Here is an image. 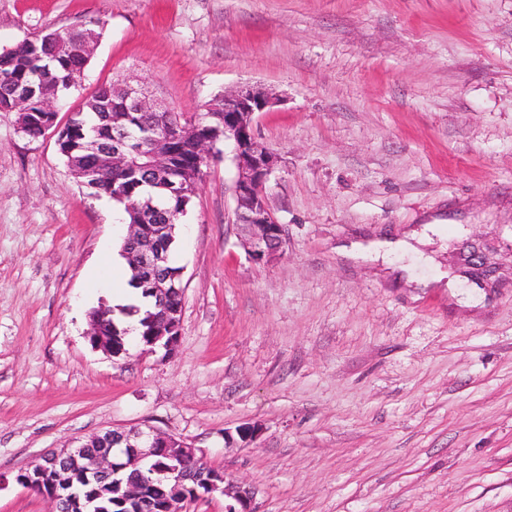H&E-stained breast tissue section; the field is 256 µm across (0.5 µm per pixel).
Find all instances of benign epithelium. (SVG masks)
<instances>
[{
  "mask_svg": "<svg viewBox=\"0 0 512 512\" xmlns=\"http://www.w3.org/2000/svg\"><path fill=\"white\" fill-rule=\"evenodd\" d=\"M113 92L119 95L128 112H164L166 117L170 108L158 98L148 95L139 86L127 82L113 86ZM54 92L45 93L42 108L49 113L50 120L45 123L44 130L54 129L59 133L60 127L55 123ZM220 106L210 104L208 117L217 121V125L202 127L197 120L177 118L168 124L166 137L175 140L195 139L198 141L197 170L185 169L178 184L179 194L194 195L199 189V177L202 176V166L207 159L218 152V137H223L233 145L236 164V179L234 182V214L236 223L245 232V244L256 261H267L276 257L285 241V230L271 213L265 196L266 182L273 172L277 156L267 146L259 143L254 135V115L267 110L273 104V99L265 91L258 88L242 87L224 95L219 100ZM149 136V131L140 127L124 128L121 135L114 140L112 149L96 155L97 171L102 179L112 176L115 170L126 167L130 156L143 139ZM167 155L159 153L154 156L153 167L157 180L155 188L159 191L171 189L168 181ZM169 231L167 224H130L127 238L140 241L134 250L125 253L127 260L137 270L158 268L168 261L167 253L157 241ZM182 307H174L163 312L161 328L152 336L148 347L160 345L167 352H172L177 346L180 336V320ZM107 317L105 310H97L90 314V342L92 346L117 357L112 337L101 333L100 323ZM98 446L100 452L92 460L90 474L93 478L105 481L112 477V472L128 468H145L152 463L156 456L163 454L169 461L166 471L167 483L164 497L169 509L181 501L188 490L187 483L193 481L190 476V466L199 464L197 449L187 445L173 435L158 431L152 427L144 430L119 431L107 430L81 442L78 446L60 453H49L42 461L21 474L32 481L48 480L49 490H44L40 496L51 505L49 512H62L64 495L60 493L58 482L68 473L72 465L83 461L87 450ZM205 495L215 492L224 494V512H256L255 489L244 483H234L221 475H211L204 480Z\"/></svg>",
  "mask_w": 512,
  "mask_h": 512,
  "instance_id": "7a95c632",
  "label": "benign epithelium"
}]
</instances>
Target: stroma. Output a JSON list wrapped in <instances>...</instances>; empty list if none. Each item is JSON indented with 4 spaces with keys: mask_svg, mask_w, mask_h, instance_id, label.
<instances>
[{
    "mask_svg": "<svg viewBox=\"0 0 512 512\" xmlns=\"http://www.w3.org/2000/svg\"><path fill=\"white\" fill-rule=\"evenodd\" d=\"M94 23L57 124L121 79L185 117L264 89L285 244L250 257L233 158L208 159L178 345L110 357L86 332L124 215L0 112V512H48L16 476L49 451L149 426L257 512H512V0H0V50ZM425 224L417 253L336 256Z\"/></svg>",
    "mask_w": 512,
    "mask_h": 512,
    "instance_id": "stroma-1",
    "label": "stroma"
}]
</instances>
